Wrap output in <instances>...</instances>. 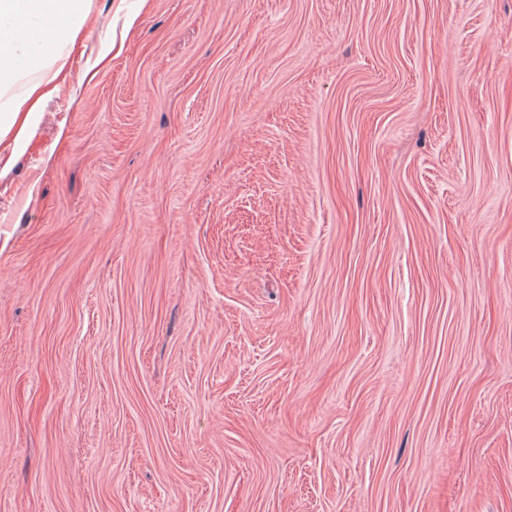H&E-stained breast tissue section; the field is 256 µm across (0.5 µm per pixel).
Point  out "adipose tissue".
Here are the masks:
<instances>
[{
    "label": "adipose tissue",
    "instance_id": "ef3b65f1",
    "mask_svg": "<svg viewBox=\"0 0 512 512\" xmlns=\"http://www.w3.org/2000/svg\"><path fill=\"white\" fill-rule=\"evenodd\" d=\"M87 0H0V40L9 39L8 49H0V136L24 138L29 115L37 110L51 79L52 41L68 43L78 30L75 21L83 14ZM45 75L31 79L33 69ZM29 83L23 94H11L21 78Z\"/></svg>",
    "mask_w": 512,
    "mask_h": 512
}]
</instances>
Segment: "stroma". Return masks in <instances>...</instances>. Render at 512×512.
<instances>
[{"mask_svg": "<svg viewBox=\"0 0 512 512\" xmlns=\"http://www.w3.org/2000/svg\"><path fill=\"white\" fill-rule=\"evenodd\" d=\"M0 136V512H512V0H91Z\"/></svg>", "mask_w": 512, "mask_h": 512, "instance_id": "35a3bbf8", "label": "stroma"}]
</instances>
